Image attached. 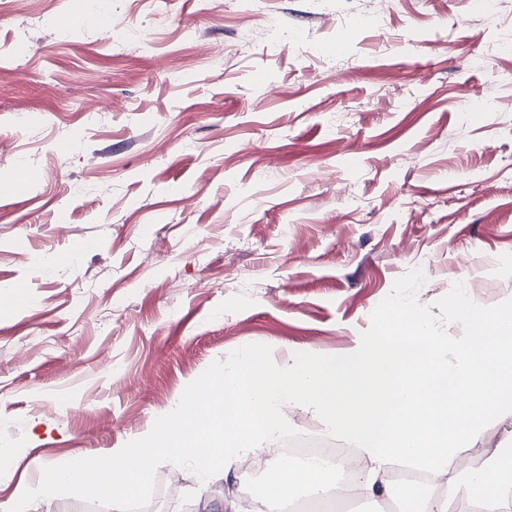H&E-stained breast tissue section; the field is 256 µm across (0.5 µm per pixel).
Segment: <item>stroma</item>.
<instances>
[{
  "mask_svg": "<svg viewBox=\"0 0 512 512\" xmlns=\"http://www.w3.org/2000/svg\"><path fill=\"white\" fill-rule=\"evenodd\" d=\"M197 2L112 0L132 38L44 23L67 0L0 8V180L18 155L41 174L0 195V512L235 349L349 353L413 268L425 306L512 298V0ZM85 241L66 275L43 260ZM508 446L506 414L463 453ZM258 477L238 458L202 495L164 464L148 508Z\"/></svg>",
  "mask_w": 512,
  "mask_h": 512,
  "instance_id": "obj_1",
  "label": "stroma"
}]
</instances>
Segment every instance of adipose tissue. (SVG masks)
Returning <instances> with one entry per match:
<instances>
[{
    "label": "adipose tissue",
    "mask_w": 512,
    "mask_h": 512,
    "mask_svg": "<svg viewBox=\"0 0 512 512\" xmlns=\"http://www.w3.org/2000/svg\"><path fill=\"white\" fill-rule=\"evenodd\" d=\"M300 487L317 496L334 490L322 472L299 469L282 462L267 476L259 512H281L292 493ZM456 492L478 501L483 512H512V448L495 449L487 465L469 473Z\"/></svg>",
    "instance_id": "ef3b65f1"
}]
</instances>
